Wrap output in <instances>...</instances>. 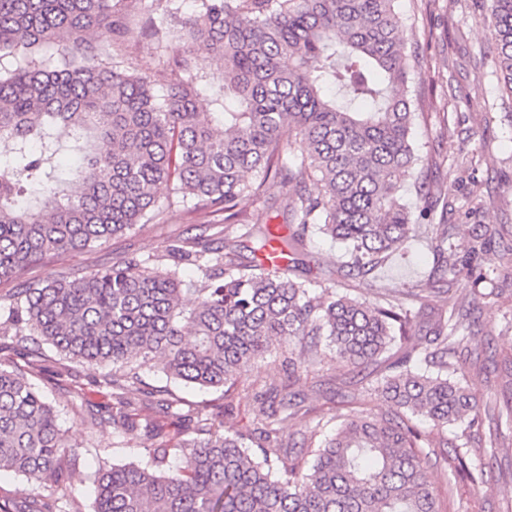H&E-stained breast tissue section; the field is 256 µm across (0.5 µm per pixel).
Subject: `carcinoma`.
<instances>
[{"mask_svg": "<svg viewBox=\"0 0 512 512\" xmlns=\"http://www.w3.org/2000/svg\"><path fill=\"white\" fill-rule=\"evenodd\" d=\"M166 3L185 40L161 89L124 65L130 0H0V281L20 278L44 258L160 224L188 206L208 225L244 224L263 253L283 265L245 259L238 241L199 235L168 245L166 267L136 257L81 276L21 282L0 296V340L28 358L21 370L0 357V474L29 488L0 497V512H81L71 496L83 482L77 445L33 381L42 345L67 362L109 364L100 387L108 413L86 410L90 429L124 438L141 428L134 405L145 394L140 369L163 371L232 396L238 376L274 346L293 347L288 371L330 354L358 367L399 345L380 379L395 413H351L310 451L296 450L285 423L309 413L271 380L253 428L226 431L200 405L177 414L195 436L172 449L147 448L137 463L99 459L93 512H448L430 477L442 457L451 477L483 483L512 436V354L494 367L508 392L477 404L468 374L488 373L490 343L467 342L480 305L512 298L497 280L489 239L468 256L449 242L431 208L415 217L398 194L412 179L429 194L413 129L424 117L408 87L419 64L407 47L395 0H196L181 14ZM494 29L489 62L512 97V0H481ZM157 19L145 29H158ZM216 71L199 74L196 57ZM212 93L213 111L197 101ZM81 163L62 177L57 157ZM285 189L288 234L243 206L269 178ZM319 185L312 193L307 185ZM170 187L166 205L156 189ZM316 234L348 245L336 273L365 277L424 235L433 275L367 299L292 278ZM205 272L198 284L180 265ZM448 278V311L428 307ZM191 294V308L184 296ZM453 426L440 455L412 418Z\"/></svg>", "mask_w": 512, "mask_h": 512, "instance_id": "1", "label": "carcinoma"}]
</instances>
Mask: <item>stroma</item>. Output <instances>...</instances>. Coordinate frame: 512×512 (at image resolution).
Listing matches in <instances>:
<instances>
[{
	"label": "stroma",
	"instance_id": "stroma-1",
	"mask_svg": "<svg viewBox=\"0 0 512 512\" xmlns=\"http://www.w3.org/2000/svg\"><path fill=\"white\" fill-rule=\"evenodd\" d=\"M395 10L404 22L405 38L417 47L421 58L409 83L411 89L421 92L426 114L425 121L416 126V146L428 165L431 189H438L446 181L455 184L448 222L454 227L453 241L462 252L473 236L512 227V98L501 92L496 73L484 61L492 35L489 28L476 21L478 0H396ZM173 29V24H165L156 37H137L127 45L123 57L135 73L158 78L181 54L182 44L173 37ZM474 149L480 155L473 178L460 179L455 163L463 152ZM198 225L197 215L184 212L173 223L116 235L88 248L54 256L29 267L24 278L33 282L83 274L129 255L151 260L164 253L170 239L197 234ZM343 251V245L329 238H314L296 271L298 280H324L326 262ZM434 265L428 242L413 240L377 276L343 280L340 290L369 298L376 289L412 283L429 274ZM284 357V350L276 348L253 363L238 378L229 400L221 392L200 390L168 377L158 364L142 367L140 374L146 389L164 391L168 399L206 403L209 412L222 419L229 430L249 425L259 397L273 376L286 385L288 392L303 399L305 407L322 418L330 430L336 426L337 415L345 413L343 401L347 398L362 400L363 411L378 418L393 410L378 388L387 358L353 368L326 357L315 367L292 374L282 364ZM107 371L104 365L81 363L70 364L64 371L51 362L40 382L62 429L81 445L79 468L86 480L76 486L74 495L82 512L93 510V478L100 454L122 464L139 461L144 453L142 432L120 440L111 429L92 431L86 426L85 404L100 406L107 402L104 389L98 385ZM431 479L438 488H451L452 512H503L512 504V456L499 459L491 478L480 487L462 480L448 482L440 466Z\"/></svg>",
	"mask_w": 512,
	"mask_h": 512
}]
</instances>
